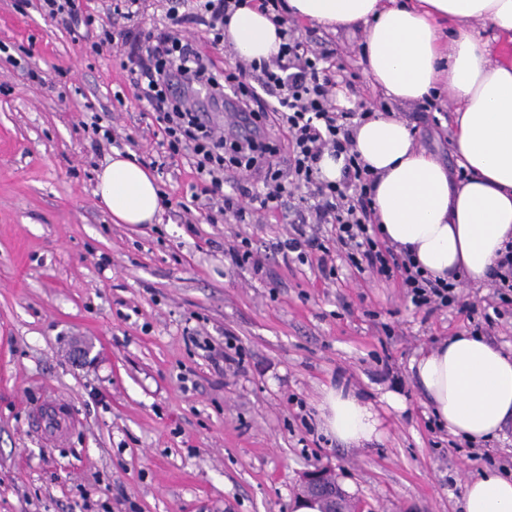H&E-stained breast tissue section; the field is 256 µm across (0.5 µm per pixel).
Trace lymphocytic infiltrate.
<instances>
[{"label": "lymphocytic infiltrate", "mask_w": 512, "mask_h": 512, "mask_svg": "<svg viewBox=\"0 0 512 512\" xmlns=\"http://www.w3.org/2000/svg\"><path fill=\"white\" fill-rule=\"evenodd\" d=\"M246 1L178 0L165 21L120 28L116 17L139 16L144 0H119L103 17L86 15L84 24L100 26L102 42L128 45L135 98L155 113L171 155L186 154L197 178L192 198L203 201L208 220L229 213L237 222H250L296 199L291 230L271 252L294 256L326 280L336 279L342 257L355 274L396 283L425 313L453 306L457 283L430 277L410 255L378 237L374 177L351 137L369 112L360 104L336 107L337 86L352 83L354 76L332 65V50L284 20L285 0H250L282 26V43L270 61H241L224 71L187 37V26L196 25L206 28L212 45L223 43L228 17ZM200 91L216 107L233 98L247 133L228 137L223 126L204 120L195 100ZM326 154L343 158L340 181L320 180L318 164ZM241 171L254 175L255 186L225 193V183ZM490 287L492 300L480 327L486 334L512 309L511 245L497 260Z\"/></svg>", "instance_id": "f902f5d3"}]
</instances>
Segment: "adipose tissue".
Returning a JSON list of instances; mask_svg holds the SVG:
<instances>
[{
    "label": "adipose tissue",
    "instance_id": "1",
    "mask_svg": "<svg viewBox=\"0 0 512 512\" xmlns=\"http://www.w3.org/2000/svg\"><path fill=\"white\" fill-rule=\"evenodd\" d=\"M289 13L329 29L363 30L361 63L386 99L411 103L439 89L452 106V178L403 121L377 114L353 131L360 158L377 174L382 236L421 268L484 285L512 242V0H287ZM225 40L247 60L277 53L278 28L260 10L237 9ZM96 194L117 224L152 223L161 209L154 176L115 154ZM450 434L473 443L497 437L512 419V356L480 337L448 338L412 366ZM325 431L361 447L378 440L371 402L340 386L320 404ZM463 512H512V478L493 469L470 477Z\"/></svg>",
    "mask_w": 512,
    "mask_h": 512
}]
</instances>
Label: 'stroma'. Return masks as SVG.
I'll return each mask as SVG.
<instances>
[{"label": "stroma", "instance_id": "35a3bbf8", "mask_svg": "<svg viewBox=\"0 0 512 512\" xmlns=\"http://www.w3.org/2000/svg\"><path fill=\"white\" fill-rule=\"evenodd\" d=\"M299 26L356 73V100L375 98L361 33ZM125 52L93 51L84 26L0 0V512H125L127 497L140 512H293L316 464L363 512H459L470 476H511L512 422L467 446L435 425L410 370L476 328L490 288L462 284V305L428 315L367 273L323 280L276 253L259 278L233 265L225 240L270 247L292 206L253 224L201 211L182 224L193 175L133 100ZM389 109L455 168L447 126L412 103ZM95 121L115 127L114 149H93ZM116 152L153 166L169 201L158 223L116 224L100 206L96 176ZM189 327L216 347L237 336L243 370L218 376ZM340 378L379 411L380 441L325 434L322 392ZM47 398L77 420L63 441L32 426Z\"/></svg>", "mask_w": 512, "mask_h": 512}]
</instances>
